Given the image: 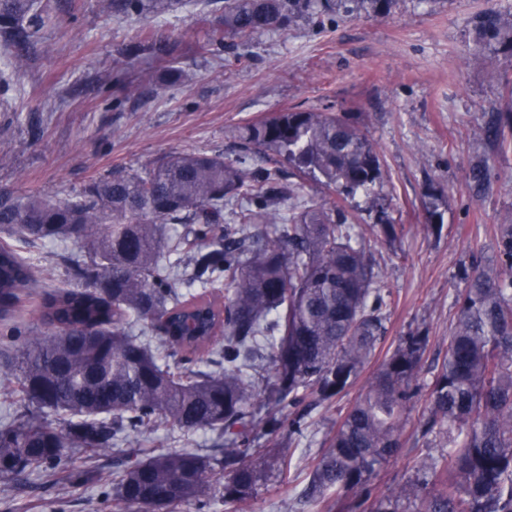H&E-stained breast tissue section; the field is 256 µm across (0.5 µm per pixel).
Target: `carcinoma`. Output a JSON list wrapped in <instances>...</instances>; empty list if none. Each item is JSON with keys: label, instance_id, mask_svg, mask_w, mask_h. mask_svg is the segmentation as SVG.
<instances>
[{"label": "carcinoma", "instance_id": "1", "mask_svg": "<svg viewBox=\"0 0 512 512\" xmlns=\"http://www.w3.org/2000/svg\"><path fill=\"white\" fill-rule=\"evenodd\" d=\"M187 2L105 0L104 8L149 20ZM208 2L223 6L200 49L218 57L228 36L249 41L301 21L386 14L395 0ZM52 24L40 0H0V88ZM490 48L512 50L511 12L481 16L475 50ZM139 51L171 55L153 32ZM185 80L169 64L157 76L169 86ZM238 136L254 153L174 152L140 173L93 179L63 200L0 193V323L8 336L21 335L13 313L43 273L24 249L72 239L76 275L112 281L108 294L68 286L45 294L37 314L49 333L17 354L0 353V379L18 380L14 418L0 424L1 480L53 476L74 451L97 454L164 424L224 432L223 456L178 450L131 459L116 480L115 506L169 512L195 499L205 512L215 498L244 503L270 471L288 474L287 455L270 462L252 448L246 408L259 352H271L279 392V409L263 422L269 435L303 436L308 392L329 401L360 378L385 333L387 294L374 244L395 236V225L388 205L374 199L378 223L367 239L337 205L309 202L303 192L311 178L339 199L369 195L382 179L375 147L347 115L310 110L276 112ZM282 162L297 180L284 182ZM469 179L488 185L486 160ZM443 196L440 186L426 189L427 223H442ZM71 224L84 225L82 235L72 238ZM169 224L189 230L173 236ZM253 224L264 228L253 235ZM459 277L447 356L427 384L423 434L439 455L422 459L408 485L371 500L370 476L400 448L421 389L429 336L417 330L365 380L314 466L311 495H351L364 512H398L402 499L420 502L419 512H512V224L497 227L494 259L472 256ZM219 337L223 361L197 368ZM47 411L55 421L44 418Z\"/></svg>", "mask_w": 512, "mask_h": 512}]
</instances>
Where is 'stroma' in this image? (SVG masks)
<instances>
[{
	"label": "stroma",
	"mask_w": 512,
	"mask_h": 512,
	"mask_svg": "<svg viewBox=\"0 0 512 512\" xmlns=\"http://www.w3.org/2000/svg\"><path fill=\"white\" fill-rule=\"evenodd\" d=\"M53 25L30 50L19 92L0 111V192L57 200L115 171L140 172L173 152L234 156L238 128L288 109L347 114L375 145L383 178L373 188L397 226L378 245L390 303L386 331L366 372L375 371L409 331H427L420 369L430 382L448 349L456 320L459 269L473 251L491 254L497 225L512 224V142L489 143L492 114L512 113V55L474 49L476 24L488 8L512 11V0H396L387 16L361 12L308 23L285 34L235 42L222 58L200 46L214 18L204 0L150 22L116 19L98 0H48ZM153 30L174 44L173 60L188 75L177 87L156 82L158 62L127 58L128 48ZM121 111H113V99ZM491 169L486 190L472 195L475 157ZM445 189L443 223L425 222L427 185ZM263 354L253 372L259 396L248 405L253 446L271 444L263 422L279 396ZM362 391L354 384L325 402L307 398L311 435L295 449L286 479L270 480L248 503L210 512H357L337 510L332 497L305 489L327 440ZM423 400L408 412L397 454L371 475L381 498L404 485L435 450L417 426ZM224 437L210 430L185 435L160 426L130 444L79 457L99 470L103 484L70 486L59 477L0 481V512H108L100 495L112 490L127 460L145 452L187 449L216 455Z\"/></svg>",
	"instance_id": "stroma-1"
}]
</instances>
